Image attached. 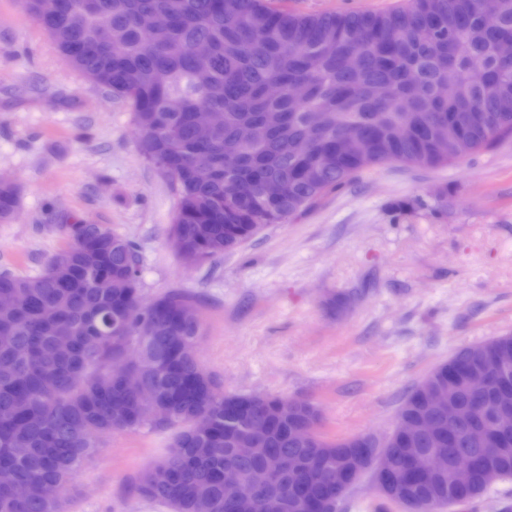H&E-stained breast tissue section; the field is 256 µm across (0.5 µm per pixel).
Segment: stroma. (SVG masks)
Wrapping results in <instances>:
<instances>
[{
    "label": "stroma",
    "instance_id": "obj_1",
    "mask_svg": "<svg viewBox=\"0 0 512 512\" xmlns=\"http://www.w3.org/2000/svg\"><path fill=\"white\" fill-rule=\"evenodd\" d=\"M403 0H274L302 13L384 11ZM0 272H41L63 224H106L140 246L141 293L196 294L197 355L225 390L314 401L320 430L384 439L409 390L462 348L512 334V140L440 169L364 171L237 251L186 266L168 244L177 197L142 155L129 106L75 71L19 0H0ZM422 196L424 206L410 205ZM169 430L104 435L70 512H167L138 474ZM17 204L16 186L10 183L0 182V223L7 224L11 221Z\"/></svg>",
    "mask_w": 512,
    "mask_h": 512
}]
</instances>
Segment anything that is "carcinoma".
<instances>
[{"label": "carcinoma", "instance_id": "cac0c4a2", "mask_svg": "<svg viewBox=\"0 0 512 512\" xmlns=\"http://www.w3.org/2000/svg\"><path fill=\"white\" fill-rule=\"evenodd\" d=\"M24 11L49 30L61 54L91 82L131 108L144 156L167 175L178 206L171 248L186 265H201L238 250L269 224H282L313 207L365 170L386 164L434 169L465 153L478 154L512 138V59L494 53L512 38V0L486 16L480 0H405L386 12L302 14L276 9L269 0H64L51 20L42 0H20ZM165 14L150 48L139 45L141 23ZM111 31L96 40L99 25ZM209 41L212 57L197 61L193 45ZM360 57L352 69L349 56ZM479 65L485 79H466L441 90L444 73L465 74ZM307 86L293 98L290 88ZM216 108L221 126L205 144L193 138L196 112ZM413 136L398 138L400 127ZM244 127L254 136L239 138ZM240 158L224 171V154ZM214 171L198 181L193 169ZM267 181L282 184L269 200ZM16 186L0 182V223L11 221ZM71 243L36 277L0 273V292L17 304L0 310V470L28 488L22 499L0 486V512H66L67 495L100 437L147 425L138 403L149 395L167 410L151 422L172 430L169 448L138 477L137 491L171 512H233L224 504V468L242 472L275 454L307 461L303 476H283L257 492L254 512H337L349 495L336 473L360 465L339 439L303 443L293 435L320 416L313 401L288 405L268 395L264 440H247L248 396L226 392L196 357L179 345L202 335V321L180 311L197 306L184 288L142 301L139 248L106 224H61ZM66 349L56 351L59 339ZM488 350L512 356V335L485 341ZM141 353V375L130 389L112 378V361L128 346ZM469 348L432 370L448 395L476 408L512 409V376L493 381L485 395L470 392L463 369ZM422 384L405 396L400 413L424 404ZM414 447L448 460L477 458L464 484L448 491L451 475H412L402 448L388 455L402 476L412 512H443L448 501L473 503L492 484L512 479V436L507 445L480 448L467 427L444 420ZM46 481L62 487L51 502Z\"/></svg>", "mask_w": 512, "mask_h": 512}]
</instances>
